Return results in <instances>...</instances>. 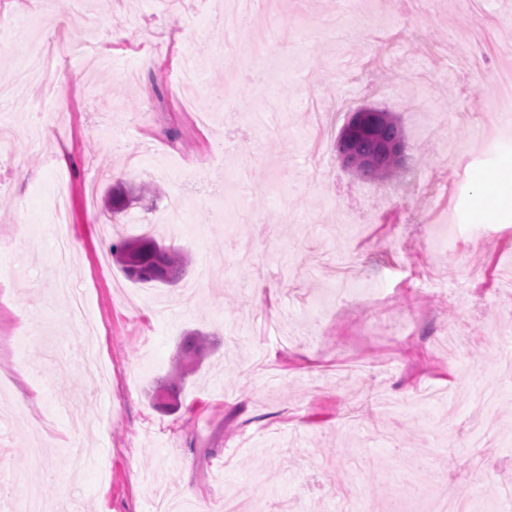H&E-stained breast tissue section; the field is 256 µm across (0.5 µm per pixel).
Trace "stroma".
<instances>
[{"label":"stroma","instance_id":"35a3bbf8","mask_svg":"<svg viewBox=\"0 0 512 512\" xmlns=\"http://www.w3.org/2000/svg\"><path fill=\"white\" fill-rule=\"evenodd\" d=\"M283 0L228 33L210 0H6L0 73L22 38L52 36V87L0 100V479L26 475L59 512H156L160 496L223 512H430L447 496L512 512V377L495 296L512 271V211L476 220L474 174L512 169V121L491 79L512 68V0ZM263 36L268 55L231 49ZM138 66L124 84L120 72ZM55 106L48 137L21 135ZM393 112L402 166L354 175L336 148L353 112ZM153 193L109 223L107 186ZM69 201L73 251L47 215ZM154 231L190 256L171 287L129 281L112 242ZM261 275L240 280V259ZM429 263L466 296L409 299ZM264 297H257V289ZM85 321L69 317L71 292ZM470 348L440 355L449 327ZM213 346L178 408L150 395L186 332ZM92 349L99 368L80 353ZM435 396L418 407L416 387ZM497 392L478 423L439 422L460 392ZM47 430L40 464L28 438ZM424 448V471L409 449ZM454 458L455 472L444 463Z\"/></svg>","mask_w":512,"mask_h":512}]
</instances>
